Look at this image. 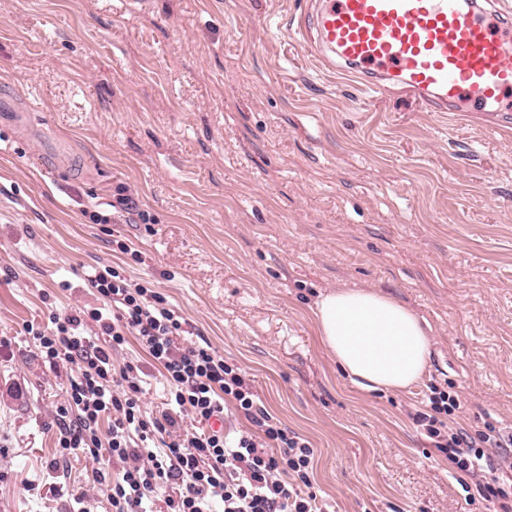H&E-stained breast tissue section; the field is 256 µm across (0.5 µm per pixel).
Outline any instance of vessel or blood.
<instances>
[{
  "mask_svg": "<svg viewBox=\"0 0 512 512\" xmlns=\"http://www.w3.org/2000/svg\"><path fill=\"white\" fill-rule=\"evenodd\" d=\"M303 34L319 64L361 74L429 112L490 116L512 96V15L496 0H313Z\"/></svg>",
  "mask_w": 512,
  "mask_h": 512,
  "instance_id": "b4317fda",
  "label": "vessel or blood"
}]
</instances>
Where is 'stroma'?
<instances>
[{"label":"stroma","instance_id":"obj_1","mask_svg":"<svg viewBox=\"0 0 512 512\" xmlns=\"http://www.w3.org/2000/svg\"><path fill=\"white\" fill-rule=\"evenodd\" d=\"M307 9L0 0V512L111 510L96 476L116 466L62 455L67 370L26 331L99 306L83 277L104 265L251 375L335 512H477L409 414L448 384L457 424L512 428V136L323 71ZM339 287L427 322L425 382L339 372L312 315Z\"/></svg>","mask_w":512,"mask_h":512}]
</instances>
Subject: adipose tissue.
<instances>
[{
	"label": "adipose tissue",
	"mask_w": 512,
	"mask_h": 512,
	"mask_svg": "<svg viewBox=\"0 0 512 512\" xmlns=\"http://www.w3.org/2000/svg\"><path fill=\"white\" fill-rule=\"evenodd\" d=\"M317 334L342 374L364 392H404L424 377L430 341L424 321L389 296L365 288L319 295Z\"/></svg>",
	"instance_id": "1"
}]
</instances>
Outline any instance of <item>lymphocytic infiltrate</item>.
Listing matches in <instances>:
<instances>
[{"label": "lymphocytic infiltrate", "instance_id": "lymphocytic-infiltrate-1", "mask_svg": "<svg viewBox=\"0 0 512 512\" xmlns=\"http://www.w3.org/2000/svg\"><path fill=\"white\" fill-rule=\"evenodd\" d=\"M101 304L80 315H52L51 331L33 330L49 366H75L65 405L58 407L63 451L92 458L108 453L120 465L109 481L112 512H329L312 492L314 450L265 407L250 377L205 345L181 340L182 317L165 295L131 282L122 268L95 269L86 277ZM96 323L100 334L88 331ZM135 339L168 386L165 409L143 408L142 369L112 357ZM458 396L430 385L412 420L444 453L461 486H474L487 512H512V491L500 483L494 462L507 442L496 426L468 431L450 426ZM204 424L183 427L184 417ZM241 417L248 429L229 436L213 420ZM109 418L100 435L101 418Z\"/></svg>", "mask_w": 512, "mask_h": 512}]
</instances>
